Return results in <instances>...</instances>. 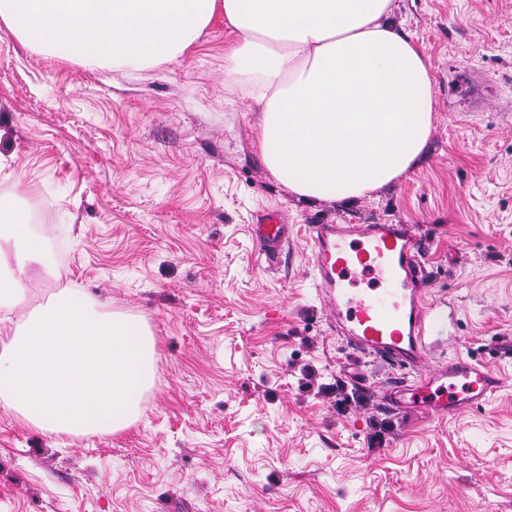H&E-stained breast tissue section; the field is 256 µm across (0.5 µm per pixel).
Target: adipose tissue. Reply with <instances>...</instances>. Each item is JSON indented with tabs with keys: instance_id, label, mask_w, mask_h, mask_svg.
Segmentation results:
<instances>
[{
	"instance_id": "obj_1",
	"label": "adipose tissue",
	"mask_w": 512,
	"mask_h": 512,
	"mask_svg": "<svg viewBox=\"0 0 512 512\" xmlns=\"http://www.w3.org/2000/svg\"><path fill=\"white\" fill-rule=\"evenodd\" d=\"M224 49L261 106L258 143L277 179L309 200L354 201L415 167L434 123L431 62L393 0H0V20L53 56L136 71L183 54L216 13ZM0 241L42 256L12 200ZM142 321L78 289L0 337V406L59 437L130 428L154 379Z\"/></svg>"
}]
</instances>
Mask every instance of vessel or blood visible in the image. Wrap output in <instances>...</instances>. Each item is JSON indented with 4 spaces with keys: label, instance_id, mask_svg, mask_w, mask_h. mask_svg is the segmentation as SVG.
Wrapping results in <instances>:
<instances>
[{
    "label": "vessel or blood",
    "instance_id": "1",
    "mask_svg": "<svg viewBox=\"0 0 512 512\" xmlns=\"http://www.w3.org/2000/svg\"><path fill=\"white\" fill-rule=\"evenodd\" d=\"M255 234L267 255L279 252L288 239L280 221L257 224ZM308 235L318 300L346 343L418 373L413 382L386 391L392 409L445 416L490 402L502 381L487 365L459 359L423 368L449 314L446 302L425 300L426 263L412 225L312 224Z\"/></svg>",
    "mask_w": 512,
    "mask_h": 512
}]
</instances>
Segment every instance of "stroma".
Masks as SVG:
<instances>
[{"label": "stroma", "instance_id": "obj_1", "mask_svg": "<svg viewBox=\"0 0 512 512\" xmlns=\"http://www.w3.org/2000/svg\"><path fill=\"white\" fill-rule=\"evenodd\" d=\"M430 57L426 157L348 204L270 174L260 106L216 14L142 71L61 60L0 22V197L39 225L21 322L65 288L143 320L156 378L125 431L59 438L0 407V512H512V0H394ZM279 214L288 245L252 235ZM413 224L435 356L503 385L448 417L392 412L398 367L356 353L320 308L307 227Z\"/></svg>", "mask_w": 512, "mask_h": 512}]
</instances>
